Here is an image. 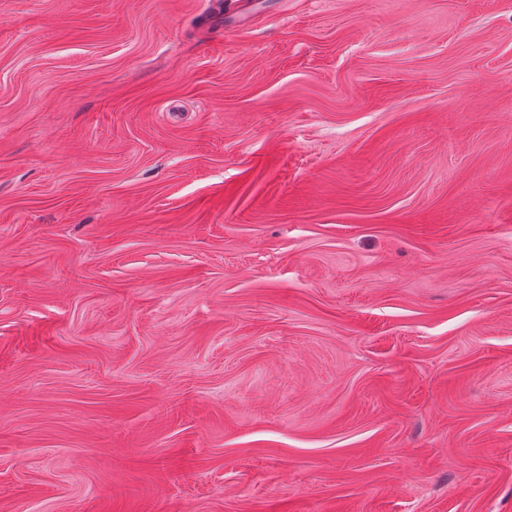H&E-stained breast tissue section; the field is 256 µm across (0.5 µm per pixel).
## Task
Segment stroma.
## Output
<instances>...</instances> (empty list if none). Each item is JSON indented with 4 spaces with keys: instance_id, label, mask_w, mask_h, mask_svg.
I'll return each mask as SVG.
<instances>
[{
    "instance_id": "stroma-1",
    "label": "stroma",
    "mask_w": 512,
    "mask_h": 512,
    "mask_svg": "<svg viewBox=\"0 0 512 512\" xmlns=\"http://www.w3.org/2000/svg\"><path fill=\"white\" fill-rule=\"evenodd\" d=\"M0 512H512V0H0Z\"/></svg>"
}]
</instances>
